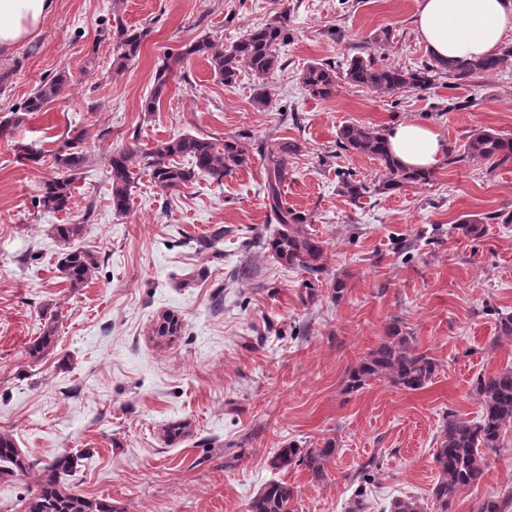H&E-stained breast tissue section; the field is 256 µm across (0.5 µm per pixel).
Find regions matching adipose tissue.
Segmentation results:
<instances>
[{"mask_svg":"<svg viewBox=\"0 0 512 512\" xmlns=\"http://www.w3.org/2000/svg\"><path fill=\"white\" fill-rule=\"evenodd\" d=\"M54 8L55 0H0V48L32 38ZM414 25L435 58L489 57L512 34V0H418ZM385 138L392 156L408 169L431 171L448 156L446 141L423 123L395 124Z\"/></svg>","mask_w":512,"mask_h":512,"instance_id":"adipose-tissue-1","label":"adipose tissue"}]
</instances>
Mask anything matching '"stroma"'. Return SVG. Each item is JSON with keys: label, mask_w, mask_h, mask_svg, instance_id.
<instances>
[{"label": "stroma", "mask_w": 512, "mask_h": 512, "mask_svg": "<svg viewBox=\"0 0 512 512\" xmlns=\"http://www.w3.org/2000/svg\"><path fill=\"white\" fill-rule=\"evenodd\" d=\"M416 8L417 0H56L35 37L0 51V114L43 78H70L0 139V433L42 465L77 457L67 484L116 512H246L277 478L296 487L299 512H346L352 477L373 457L369 512L406 495L434 512L444 417L476 418L473 380L512 368V337L498 334L499 316L512 314V223L503 221L512 163L491 169L466 158L439 166L429 183L382 194L379 164L338 152L337 133L415 120L456 154L479 127L512 138V65L389 96L342 82L316 99L300 81L308 63L341 66L362 53L387 65L428 60L411 23ZM283 11L292 38L271 75L244 71L228 87L192 56L159 110L142 111L158 58L202 37L231 45ZM118 20L146 33L120 72L105 34ZM384 30L388 41L373 43ZM260 89L268 108L253 105ZM72 128L85 133L88 162L69 210L47 211L40 190ZM188 134L245 139L251 163L220 183L196 175L174 193L140 175L129 211L115 214L113 151L132 150L137 167L157 141ZM285 141L298 149L286 158L282 197L324 245L316 274L255 243L278 228L262 156ZM23 147L41 161L21 159ZM344 172L366 185L360 198L341 192ZM465 218L478 219L479 235L453 231ZM59 224L84 225L76 245L98 259L84 287L59 270ZM52 315L56 346L32 361L28 346ZM395 317L436 360L432 382L346 392L349 368ZM328 438L338 452L324 480L272 469L278 449ZM509 487L512 429L451 512H475Z\"/></svg>", "instance_id": "35a3bbf8"}]
</instances>
